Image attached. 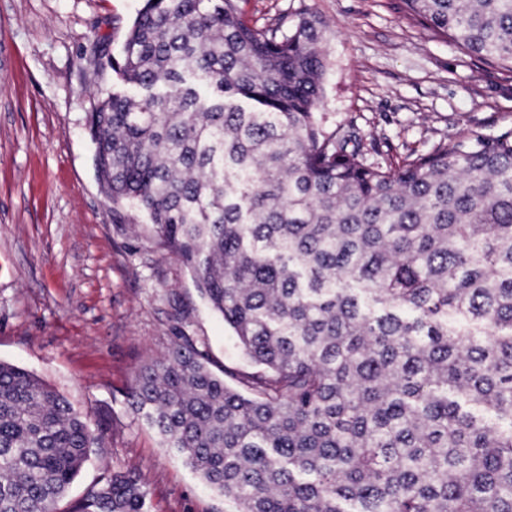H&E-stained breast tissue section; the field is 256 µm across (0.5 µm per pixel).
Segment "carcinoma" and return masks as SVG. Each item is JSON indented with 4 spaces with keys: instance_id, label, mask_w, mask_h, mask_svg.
I'll list each match as a JSON object with an SVG mask.
<instances>
[{
    "instance_id": "cac0c4a2",
    "label": "carcinoma",
    "mask_w": 512,
    "mask_h": 512,
    "mask_svg": "<svg viewBox=\"0 0 512 512\" xmlns=\"http://www.w3.org/2000/svg\"><path fill=\"white\" fill-rule=\"evenodd\" d=\"M403 3L512 72V0ZM328 28L144 0L108 61L128 90L89 116L99 179L253 366L234 387L179 329L128 395L235 512H512V129L367 162L316 117ZM97 441L0 361V512H57ZM72 512H149L147 493L115 472Z\"/></svg>"
}]
</instances>
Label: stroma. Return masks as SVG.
Listing matches in <instances>:
<instances>
[{
  "mask_svg": "<svg viewBox=\"0 0 512 512\" xmlns=\"http://www.w3.org/2000/svg\"><path fill=\"white\" fill-rule=\"evenodd\" d=\"M142 0H0V360L33 372L98 427L67 512L134 471L150 512H233L128 396L178 324L215 373L250 371L231 329L148 218L113 204L88 116L121 89L94 55H118ZM246 22L309 10L332 27L317 116L358 133L370 163L512 128V74L411 23L402 0H239Z\"/></svg>",
  "mask_w": 512,
  "mask_h": 512,
  "instance_id": "stroma-1",
  "label": "stroma"
}]
</instances>
